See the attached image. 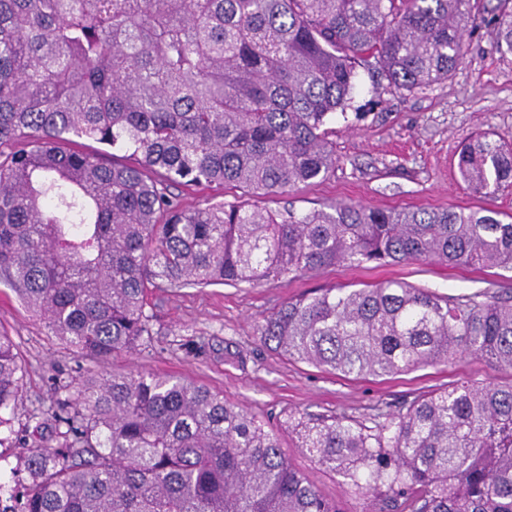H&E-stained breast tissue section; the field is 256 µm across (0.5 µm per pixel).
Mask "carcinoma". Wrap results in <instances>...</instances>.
Wrapping results in <instances>:
<instances>
[{
  "label": "carcinoma",
  "mask_w": 512,
  "mask_h": 512,
  "mask_svg": "<svg viewBox=\"0 0 512 512\" xmlns=\"http://www.w3.org/2000/svg\"><path fill=\"white\" fill-rule=\"evenodd\" d=\"M470 0H0V283L92 362L151 343L161 288L259 286L338 263L434 261L512 271L493 209L297 213L247 200L188 209L171 189L283 193L326 177V124L358 69L407 93L463 59ZM512 54V0L488 20ZM91 140L130 151L116 165ZM488 199L512 187V145L457 154ZM264 344L342 376L466 358L512 370V296L389 280L323 288L263 317ZM25 367L0 331V413ZM65 446L27 450L12 512H341L274 428L224 394L157 374L79 384L57 403ZM377 512H512V383L464 381L394 412L289 413L279 428Z\"/></svg>",
  "instance_id": "obj_1"
}]
</instances>
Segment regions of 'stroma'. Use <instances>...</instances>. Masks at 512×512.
I'll return each mask as SVG.
<instances>
[{
	"label": "stroma",
	"mask_w": 512,
	"mask_h": 512,
	"mask_svg": "<svg viewBox=\"0 0 512 512\" xmlns=\"http://www.w3.org/2000/svg\"><path fill=\"white\" fill-rule=\"evenodd\" d=\"M497 0H478L477 25L464 35V58L453 76L413 94L399 93L361 73L346 117L331 121L336 166L327 177L280 195L258 198L260 206L297 212L334 200L381 209H479L512 214V190L488 200L457 173L462 139L489 131L512 144V55L494 47L486 23ZM397 279L441 294L485 290L512 295V273H493L437 263L328 266L297 278L258 287L215 285L155 291L150 298L154 336L148 347L93 363L46 333L43 324L0 284V330L17 346L25 365L21 393L7 416L11 433L0 443V469L14 470L23 486L24 448L60 446L64 427L51 406L90 374L129 371L167 375L223 392L226 401L263 420L291 412L360 415L395 409L415 397L463 381L505 384L512 374L479 359L438 365L383 378L344 377L288 360L261 342L256 325L288 299L321 288H361ZM191 350H184V342ZM283 451L308 482L343 512H368L342 478L315 463L282 434Z\"/></svg>",
	"instance_id": "1"
}]
</instances>
